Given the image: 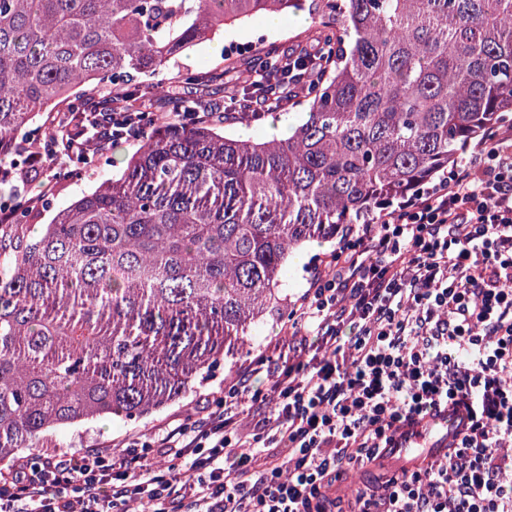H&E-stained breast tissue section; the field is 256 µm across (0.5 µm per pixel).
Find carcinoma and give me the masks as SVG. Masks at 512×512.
<instances>
[{
  "label": "carcinoma",
  "instance_id": "carcinoma-1",
  "mask_svg": "<svg viewBox=\"0 0 512 512\" xmlns=\"http://www.w3.org/2000/svg\"><path fill=\"white\" fill-rule=\"evenodd\" d=\"M308 5L327 72L286 136L159 117L112 82L160 91L169 62L225 27ZM280 67L268 49L255 89L272 105ZM87 84L147 113L145 135L38 236L20 205L0 271V461L185 394L287 303L293 249L434 179L512 114V0H0V162L26 167L25 131L65 99L45 133L78 153Z\"/></svg>",
  "mask_w": 512,
  "mask_h": 512
}]
</instances>
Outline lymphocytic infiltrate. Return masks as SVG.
I'll return each mask as SVG.
<instances>
[{"label": "lymphocytic infiltrate", "mask_w": 512, "mask_h": 512, "mask_svg": "<svg viewBox=\"0 0 512 512\" xmlns=\"http://www.w3.org/2000/svg\"><path fill=\"white\" fill-rule=\"evenodd\" d=\"M142 123L101 112L88 145L140 141ZM0 167L25 198L55 158ZM208 393V410L108 448L32 453L0 472V512H512V124L390 211L348 227L320 258L285 325ZM272 370L276 400L251 376ZM468 423L444 453L396 473L395 435L444 407ZM383 471L355 491L351 472Z\"/></svg>", "instance_id": "1"}]
</instances>
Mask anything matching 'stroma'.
<instances>
[{
  "label": "stroma",
  "mask_w": 512,
  "mask_h": 512,
  "mask_svg": "<svg viewBox=\"0 0 512 512\" xmlns=\"http://www.w3.org/2000/svg\"><path fill=\"white\" fill-rule=\"evenodd\" d=\"M312 26L311 19L301 20L292 14L288 17L287 26L276 32L266 31L264 20L260 17L226 29L223 43L200 47L172 64L167 71L164 93L151 94L149 103L161 116L169 114L173 100L185 98L205 111H223L232 92L251 82V70L263 58L267 49L275 47L287 52L305 45L313 37ZM186 72L196 74V82L183 83L180 76ZM136 149L133 143H125L118 148L105 146L98 150L92 167L87 168L83 176L76 180H56L48 171L41 174L33 185V192L37 195L48 192L53 205L49 208L40 207V222H49L51 208L67 205L81 190L90 189L92 185L110 177L116 170L117 161L123 155L134 153ZM287 321L288 315L283 312L258 324L250 333L245 351L235 353L225 363L215 366L209 376L198 381L186 396L160 412L140 420L107 419L53 432L45 447L46 452H75L95 448L125 432L151 433L163 421L196 414L201 395L218 390L225 376L247 365L262 345L279 339Z\"/></svg>",
  "instance_id": "stroma-1"
}]
</instances>
